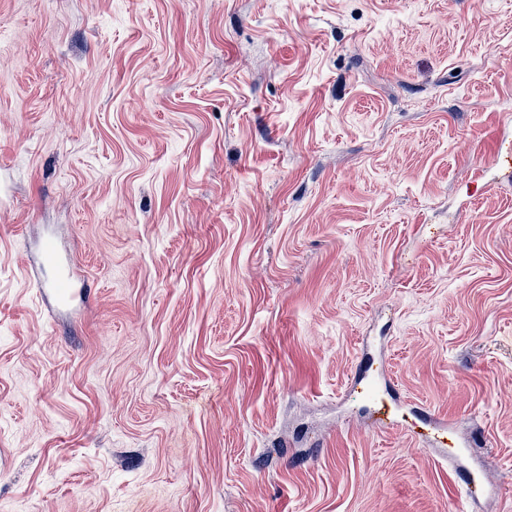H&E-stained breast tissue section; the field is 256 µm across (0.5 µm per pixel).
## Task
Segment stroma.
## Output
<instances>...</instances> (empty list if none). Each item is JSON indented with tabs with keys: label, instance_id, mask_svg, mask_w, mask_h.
<instances>
[{
	"label": "stroma",
	"instance_id": "1",
	"mask_svg": "<svg viewBox=\"0 0 512 512\" xmlns=\"http://www.w3.org/2000/svg\"><path fill=\"white\" fill-rule=\"evenodd\" d=\"M505 134L512 0H0V512H512ZM75 270L71 264H59L56 267L55 274L52 278L51 288L56 301L63 307L70 306L74 303L76 294L68 289L75 277ZM373 378L368 377L367 370L363 369L361 365L351 379L350 388H357L374 404V414L378 420L392 425L395 411L406 404L407 401L401 398L398 391L390 383H386L384 393L374 390L371 384ZM415 413L418 422L413 423L412 436L415 439L428 438L430 432L434 431L433 436L429 439V446L435 448L437 455L441 458H448L452 455L453 448L457 443L454 435L448 432L446 420L440 422L431 411L421 407H415Z\"/></svg>",
	"mask_w": 512,
	"mask_h": 512
}]
</instances>
